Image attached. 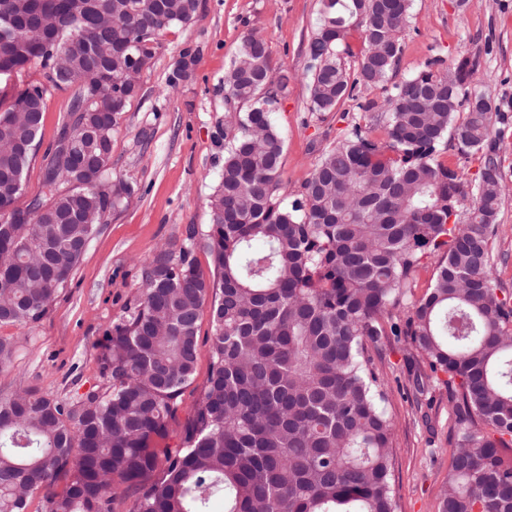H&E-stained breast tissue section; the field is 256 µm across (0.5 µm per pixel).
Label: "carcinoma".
Listing matches in <instances>:
<instances>
[{"instance_id": "cac0c4a2", "label": "carcinoma", "mask_w": 512, "mask_h": 512, "mask_svg": "<svg viewBox=\"0 0 512 512\" xmlns=\"http://www.w3.org/2000/svg\"><path fill=\"white\" fill-rule=\"evenodd\" d=\"M413 0H322L307 45L312 109L332 112L384 85L403 52ZM199 0H0V325L49 311L99 224L134 188L109 180L112 132L163 33L189 25ZM362 47L355 73L349 37ZM476 62L422 71L379 108L385 140L355 127L323 154L299 197L280 179L271 114L293 79L245 35L224 73V165L209 224L157 249L142 291L99 355L106 386L73 403L24 391L0 399V512H396L389 395L366 344L402 336L415 390L448 375L458 413L440 512H512V299L498 292L491 244L503 205L501 139L490 99L471 96ZM43 79L23 80L30 69ZM71 91L55 139L39 132L48 96ZM247 106L242 113L239 107ZM467 107L458 121L456 113ZM479 155L477 181L437 156L445 138ZM43 152L42 193L14 206ZM201 246L211 261L195 263ZM428 252L430 291L408 303ZM212 316L211 368L181 448L159 456L182 390L194 380L198 319ZM476 417L497 439L467 428Z\"/></svg>"}]
</instances>
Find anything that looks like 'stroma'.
I'll list each match as a JSON object with an SVG mask.
<instances>
[{
	"label": "stroma",
	"instance_id": "stroma-1",
	"mask_svg": "<svg viewBox=\"0 0 512 512\" xmlns=\"http://www.w3.org/2000/svg\"><path fill=\"white\" fill-rule=\"evenodd\" d=\"M320 8V0H200L195 22L167 30L150 68L141 74L139 95L112 133L109 175L133 186V201L99 225L43 319L0 326V337L14 346L10 363L0 367V398L31 390L72 401L102 385L99 353L112 322L126 315L141 286L142 262L162 245L182 244L189 225L203 228L209 222L206 199L224 162L218 146L224 137V72L244 35H262L273 68L296 75L273 114L283 139L281 179L289 193L300 191L321 155L354 127L384 139L377 113L359 111L355 102L345 101L332 112L312 109L306 47ZM403 44L390 84L428 64L441 70L469 57L477 62L471 92L490 97L497 107L494 127L506 132L501 150L505 197L492 265L497 288L512 296V0H414ZM196 45L202 48L199 61L176 89H168L181 51ZM211 337V311L205 307L198 321L195 378L178 398L163 447L178 446L208 378ZM367 351L390 394L396 512H439L455 425L448 388L437 380L428 393L415 392L403 340L385 336L368 344Z\"/></svg>",
	"mask_w": 512,
	"mask_h": 512
}]
</instances>
